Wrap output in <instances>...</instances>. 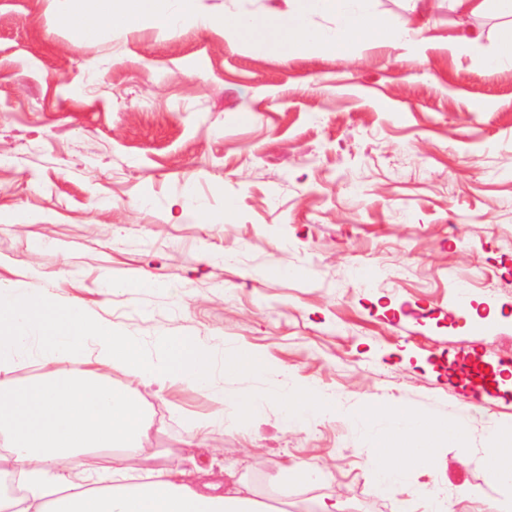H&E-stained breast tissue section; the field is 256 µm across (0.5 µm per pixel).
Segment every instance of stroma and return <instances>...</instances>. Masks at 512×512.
Segmentation results:
<instances>
[{
  "label": "stroma",
  "instance_id": "obj_1",
  "mask_svg": "<svg viewBox=\"0 0 512 512\" xmlns=\"http://www.w3.org/2000/svg\"><path fill=\"white\" fill-rule=\"evenodd\" d=\"M227 19L287 0H197ZM56 0H0V286L78 297L150 345L233 344L224 393L293 370L336 396L333 415L287 428L268 400L207 437L252 481L265 512H512L487 449L512 423V392L440 439L414 486H377L349 417L367 405L451 418L494 366H512V69L487 60L512 15L426 17L377 0L396 27L424 26L421 57L374 46L359 59L257 52L230 30L116 28L71 38ZM478 40L455 56L448 39ZM215 221L201 223L190 202ZM135 273L147 285L105 294ZM152 445L180 462L192 422L217 405L198 384L142 390ZM309 467L280 496L281 461Z\"/></svg>",
  "mask_w": 512,
  "mask_h": 512
}]
</instances>
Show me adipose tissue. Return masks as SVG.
<instances>
[{
    "label": "adipose tissue",
    "instance_id": "1",
    "mask_svg": "<svg viewBox=\"0 0 512 512\" xmlns=\"http://www.w3.org/2000/svg\"><path fill=\"white\" fill-rule=\"evenodd\" d=\"M67 359L74 374L55 368ZM208 343L179 336H158L149 353L139 338L115 330L83 301L60 299L40 288L0 291V462L19 475L24 497L0 503V512H260L254 488L225 470L223 482L201 468L196 481L152 446V423L133 391L114 386L113 366L125 367L145 388L163 392L175 384L208 379L218 408L207 425L234 427L248 410L271 398L286 419L298 409L326 417L335 397L302 385L278 369L265 387L248 398L228 397L214 378L219 364ZM31 362L40 375L25 384L9 374L17 363ZM351 428L369 438L379 432L418 433L420 443L396 448H364L375 483L394 489L411 481L415 470L433 469L435 439L465 437L467 410L452 419L431 418L400 408L365 407L350 419Z\"/></svg>",
    "mask_w": 512,
    "mask_h": 512
}]
</instances>
